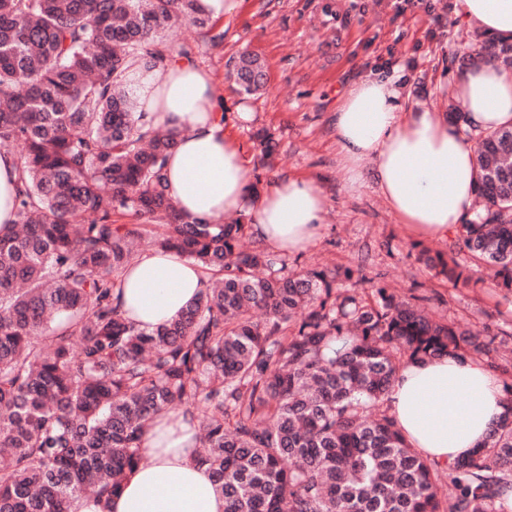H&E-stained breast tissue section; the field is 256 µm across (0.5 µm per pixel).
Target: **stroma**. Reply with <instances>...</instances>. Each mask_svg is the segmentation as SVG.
<instances>
[{
  "label": "stroma",
  "mask_w": 512,
  "mask_h": 512,
  "mask_svg": "<svg viewBox=\"0 0 512 512\" xmlns=\"http://www.w3.org/2000/svg\"><path fill=\"white\" fill-rule=\"evenodd\" d=\"M219 26L224 40L195 43V58L212 69L217 90L229 105L245 103L253 118L228 126L242 150L253 182L262 186L281 175L314 181L329 202L320 237L289 254L292 267H334L340 289L364 290L375 283L400 297H420L436 319L472 329L504 332L507 343L493 361L502 384H512V293L467 254L468 286H456L419 259L422 248L441 242L417 239L382 197L366 189L346 191L336 160L332 117L353 81L379 74L407 86L412 101L437 112H455L451 92L463 69L499 51L493 37L466 31L455 0H238ZM257 56L264 85L252 96L239 91L229 72L243 54ZM272 134L276 150L264 157L259 131Z\"/></svg>",
  "instance_id": "1"
}]
</instances>
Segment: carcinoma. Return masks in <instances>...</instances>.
I'll list each match as a JSON object with an SVG mask.
<instances>
[{
	"instance_id": "1",
	"label": "carcinoma",
	"mask_w": 512,
	"mask_h": 512,
	"mask_svg": "<svg viewBox=\"0 0 512 512\" xmlns=\"http://www.w3.org/2000/svg\"><path fill=\"white\" fill-rule=\"evenodd\" d=\"M198 2L0 0V150L22 147L15 220L0 229V512H73L118 492L150 417L172 408L209 411L198 461L224 512H497L512 417L449 469L444 492L387 393L413 360L481 359L503 337L436 322L385 286L373 301L338 289L334 268L290 269L249 247V224L177 211L165 173L176 134L142 121L133 74L194 55L165 38L177 21L223 41ZM236 77L256 91L262 66L244 57ZM465 134L481 204L446 251L421 258L465 285L462 251L511 292L512 128ZM127 213L144 223L112 222ZM143 237L210 279L153 330L113 296Z\"/></svg>"
}]
</instances>
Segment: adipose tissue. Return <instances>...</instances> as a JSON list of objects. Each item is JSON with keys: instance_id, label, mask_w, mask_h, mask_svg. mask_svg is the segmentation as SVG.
Here are the masks:
<instances>
[{"instance_id": "adipose-tissue-1", "label": "adipose tissue", "mask_w": 512, "mask_h": 512, "mask_svg": "<svg viewBox=\"0 0 512 512\" xmlns=\"http://www.w3.org/2000/svg\"><path fill=\"white\" fill-rule=\"evenodd\" d=\"M470 30L512 42V0H456ZM138 93L148 120L174 131L177 145L165 169L168 193L186 217L209 224L247 216L254 238L275 252H298L318 239L328 200L313 181L283 176L257 189L241 150L224 132L230 120H251L228 106L212 71L173 59L162 79L143 75ZM389 78L364 77L345 91L333 125L337 160L348 191L373 187L410 233L447 240L468 213L476 187L471 144L447 113ZM455 97L479 131L512 126V72L484 60L461 74ZM206 280L199 266L173 250L144 252L114 289L123 315L152 329L170 323ZM397 427L424 458L451 468L487 441L512 409L493 370L479 359H435L399 370L388 394ZM189 414L164 411L144 436V460L108 504L83 498L76 512H224V497L196 450Z\"/></svg>"}]
</instances>
